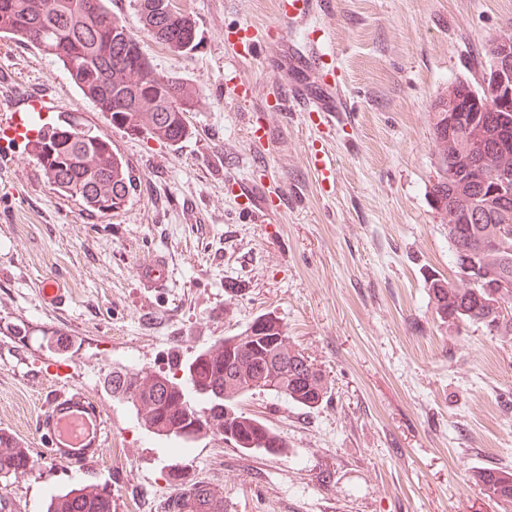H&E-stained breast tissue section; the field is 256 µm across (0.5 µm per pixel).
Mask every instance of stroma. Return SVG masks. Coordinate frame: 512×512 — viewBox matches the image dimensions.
<instances>
[{"mask_svg":"<svg viewBox=\"0 0 512 512\" xmlns=\"http://www.w3.org/2000/svg\"><path fill=\"white\" fill-rule=\"evenodd\" d=\"M176 5L199 47L184 57L147 37L143 49L157 72L201 85L207 106L173 144L112 126L60 65L0 37V123L39 89L109 139L133 179L98 213L57 193L34 157L0 149V429L35 461L0 481V512H43L76 485L106 488L112 512H161L186 477L221 486L224 512H504L472 473L512 467V336L441 322L427 280L454 275L431 204V104L450 82L478 81L512 0H331L304 25L282 19L278 0ZM243 25L258 32L250 59L224 35ZM308 41L323 52L317 79L349 106L330 127L276 104L308 80L280 63ZM229 79L251 97L226 93ZM319 150L336 162L334 185L317 179ZM253 185L272 211L247 205ZM155 257L170 276L151 286L138 267ZM49 274L64 288L56 306L40 298ZM267 313L328 385L314 409L264 391L239 402L285 453L211 437L175 452L113 395L112 372L169 370ZM60 386L105 409L111 442L91 461L57 459L39 433Z\"/></svg>","mask_w":512,"mask_h":512,"instance_id":"35a3bbf8","label":"stroma"}]
</instances>
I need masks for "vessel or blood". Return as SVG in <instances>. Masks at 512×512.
Masks as SVG:
<instances>
[{
	"instance_id": "vessel-or-blood-1",
	"label": "vessel or blood",
	"mask_w": 512,
	"mask_h": 512,
	"mask_svg": "<svg viewBox=\"0 0 512 512\" xmlns=\"http://www.w3.org/2000/svg\"><path fill=\"white\" fill-rule=\"evenodd\" d=\"M319 0H280L279 13L296 23L315 15ZM303 111L317 113L327 125H334L340 112L341 94L337 87L323 84L311 87L295 84L290 92ZM28 107L13 113L10 121L0 125V135L11 143L36 147L41 129L39 121L54 109L50 98L31 94ZM41 434L53 448L57 458L65 461H86L100 454L109 445L111 435L103 407L77 389H55L43 400L39 418ZM180 512H222L224 490L209 481H192L182 484Z\"/></svg>"
}]
</instances>
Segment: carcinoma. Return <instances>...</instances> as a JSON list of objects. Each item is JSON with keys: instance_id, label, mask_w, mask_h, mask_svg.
Listing matches in <instances>:
<instances>
[{"instance_id": "carcinoma-1", "label": "carcinoma", "mask_w": 512, "mask_h": 512, "mask_svg": "<svg viewBox=\"0 0 512 512\" xmlns=\"http://www.w3.org/2000/svg\"><path fill=\"white\" fill-rule=\"evenodd\" d=\"M143 32L181 55H190L199 45V33L193 17L174 5V0H137ZM0 33L28 43L44 55L62 64L72 82L112 125L134 134L146 133L168 143L181 141L188 133L186 114L198 109L203 98L200 85L180 77L156 72L141 47V39L112 16L106 0H0ZM493 76V62L472 83H455L457 97L471 99V105L484 104L486 84ZM454 110L448 96H438L433 112L432 145L440 159L439 177L432 186V206L448 224L452 246V265L466 254L484 276L486 283L506 276L512 280V209L504 210L482 188H465L467 167L481 161L491 177L512 175V149L493 150L500 139L499 124L490 121L484 129L485 147L475 146L468 123L458 122L451 131L440 125ZM103 137L97 129L77 115H66L51 125L42 138L36 161L47 181L58 191L76 198L88 208L106 212L120 205L131 188L125 162L115 153H106ZM479 221H474V216ZM495 239L499 251L488 254L483 243ZM491 289L478 285L465 273L455 270V279L434 278L428 293L441 321L451 319L464 325L496 324L501 336H512V293L498 299ZM225 356L199 362L196 379L210 388L198 394L193 385L183 387V398H174L169 387L171 376L155 371L153 402L166 437L180 440L183 448L191 440L176 432V411L186 406L190 412L218 423L224 415V402L214 399L235 377L245 354L264 378L257 389H288V400L312 409L322 404L328 387L322 370L296 348L288 349V361L282 371H262L274 348L257 343L250 351L236 337L224 338ZM134 376L112 373V392L127 394ZM262 441L263 450L280 454L286 448L282 438L259 419L239 413L237 437L232 444ZM34 461L29 450L11 434L0 431V479L20 476L31 470ZM475 483L491 501L512 506V469L484 467L473 473ZM46 512H112V496L92 485L73 488L51 497Z\"/></svg>"}]
</instances>
